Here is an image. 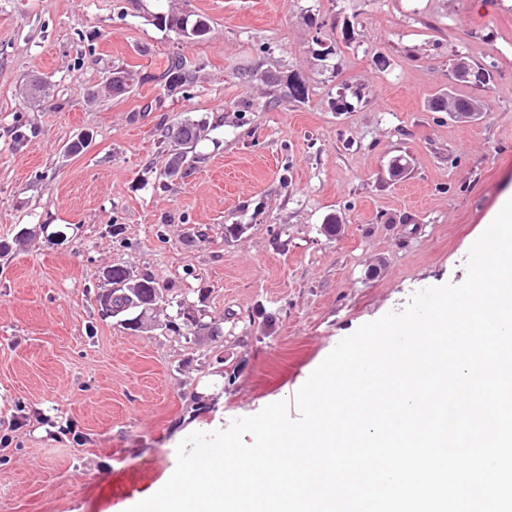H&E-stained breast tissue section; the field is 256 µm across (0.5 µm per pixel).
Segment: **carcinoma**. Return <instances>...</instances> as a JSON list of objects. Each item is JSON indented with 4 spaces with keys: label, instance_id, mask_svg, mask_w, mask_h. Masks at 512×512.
<instances>
[{
    "label": "carcinoma",
    "instance_id": "carcinoma-1",
    "mask_svg": "<svg viewBox=\"0 0 512 512\" xmlns=\"http://www.w3.org/2000/svg\"><path fill=\"white\" fill-rule=\"evenodd\" d=\"M154 25L175 32L188 40L199 39L209 31L207 22L203 19L197 21L201 25V32H196L194 24L197 23L186 15H177L166 12L164 15L153 16ZM165 87L169 91L184 89L193 84V75L186 65L178 62L164 71L161 75ZM276 85L285 84V96L293 102H305L308 91L305 84L293 78L283 80L272 78ZM448 104L454 112H480L481 103L474 98L448 97ZM207 131L206 122L184 118L168 127L163 137L170 144L169 158L165 166L164 176L175 178L183 171L191 168L189 153L204 138ZM112 290L98 294V304L106 302L111 304V310L118 311L116 318L124 329L133 331L135 327L126 324V321L141 313L144 305L156 306L164 301V295L156 286L154 278L150 275L138 276L123 265L112 266Z\"/></svg>",
    "mask_w": 512,
    "mask_h": 512
}]
</instances>
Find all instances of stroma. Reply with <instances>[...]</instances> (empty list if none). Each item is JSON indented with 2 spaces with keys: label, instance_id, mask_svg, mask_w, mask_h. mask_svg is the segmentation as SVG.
Here are the masks:
<instances>
[{
  "label": "stroma",
  "instance_id": "35a3bbf8",
  "mask_svg": "<svg viewBox=\"0 0 512 512\" xmlns=\"http://www.w3.org/2000/svg\"><path fill=\"white\" fill-rule=\"evenodd\" d=\"M168 10L208 34L154 26ZM459 55L490 82L457 80ZM175 60L196 72L180 92L161 79ZM118 68L130 91L90 99ZM288 75L305 102L273 86ZM36 76L40 107L22 94ZM450 94L487 110L432 111ZM186 117L211 132L167 179L161 131ZM507 193L512 0H0V512H128L188 434L292 401L341 339L463 281ZM113 264L155 278L156 329L101 316ZM181 302L218 334L169 330Z\"/></svg>",
  "mask_w": 512,
  "mask_h": 512
}]
</instances>
